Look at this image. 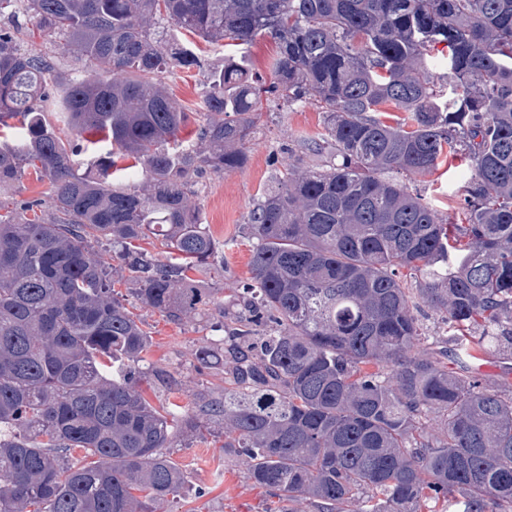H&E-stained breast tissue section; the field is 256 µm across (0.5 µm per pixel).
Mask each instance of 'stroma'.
Here are the masks:
<instances>
[{
  "label": "stroma",
  "instance_id": "stroma-1",
  "mask_svg": "<svg viewBox=\"0 0 512 512\" xmlns=\"http://www.w3.org/2000/svg\"><path fill=\"white\" fill-rule=\"evenodd\" d=\"M162 85L184 110L188 119L179 137L194 138L204 116L200 108L203 73L199 69L179 70L161 78ZM323 114L317 105L306 103L289 108L275 106L262 112L258 132L249 143L247 163L223 175H206L198 184L195 201L214 238L223 241L224 276L214 281L203 278L202 288L211 295L210 305L199 315L174 322L148 309L141 310L143 328L152 339L146 354L148 363L166 367L178 384L166 388L154 381L142 388L152 405L159 408L193 407L199 391L218 388L220 380L196 360L204 326L216 305L237 294L251 277L249 260L252 240L245 223L254 204L273 186L288 165V150L299 139L321 132ZM472 176L466 160L455 155L443 157L439 167L413 177L409 186L423 195L439 217L454 224L464 223L460 200ZM39 199L51 204L47 180L26 171L14 183L0 186V202L15 208L20 202ZM223 427L187 437L172 451L173 460L188 477L185 492L175 501L158 505V512H318L309 501L288 502L277 491L256 485L246 475L240 457L224 449Z\"/></svg>",
  "mask_w": 512,
  "mask_h": 512
}]
</instances>
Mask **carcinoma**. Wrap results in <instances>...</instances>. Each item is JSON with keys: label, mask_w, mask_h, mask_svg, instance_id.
I'll list each match as a JSON object with an SVG mask.
<instances>
[{"label": "carcinoma", "mask_w": 512, "mask_h": 512, "mask_svg": "<svg viewBox=\"0 0 512 512\" xmlns=\"http://www.w3.org/2000/svg\"><path fill=\"white\" fill-rule=\"evenodd\" d=\"M22 12L85 63L57 82L56 120L108 150L79 159L48 119L46 63L1 32L0 125L20 126L0 145V185L31 167L53 207L0 214V512H154L187 483L167 449L210 424L233 429L224 447L255 484L318 512H512V390L469 365L512 343V0H0V19ZM173 29L271 38L272 81L234 54L204 67ZM191 67L205 72V122L196 143L172 146L186 113L158 78ZM264 99L319 105L324 132L307 150L327 165L294 157L249 212L251 284L197 350L224 391L163 414L140 381L175 379L145 364L135 310L181 321L205 304L190 272L221 275L224 245L194 186L246 163ZM388 106L407 116L387 122ZM446 152L474 169L464 224L398 179ZM115 154L141 165L143 184L112 186ZM151 238L166 260L139 246ZM103 242L128 299L92 256ZM405 274L457 348L413 352L427 338ZM433 411L444 430L431 443Z\"/></svg>", "instance_id": "cac0c4a2"}]
</instances>
